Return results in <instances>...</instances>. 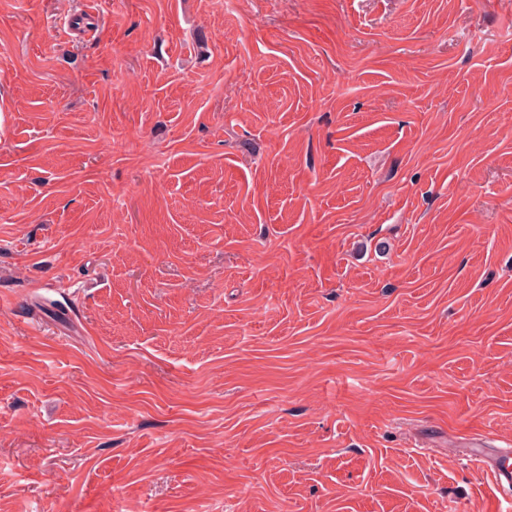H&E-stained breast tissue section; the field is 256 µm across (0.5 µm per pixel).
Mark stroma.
<instances>
[{
	"label": "stroma",
	"instance_id": "obj_1",
	"mask_svg": "<svg viewBox=\"0 0 512 512\" xmlns=\"http://www.w3.org/2000/svg\"><path fill=\"white\" fill-rule=\"evenodd\" d=\"M512 0H0V512H512ZM474 468L489 478L493 487L501 493L512 487V450L508 448L493 457L472 455Z\"/></svg>",
	"mask_w": 512,
	"mask_h": 512
}]
</instances>
